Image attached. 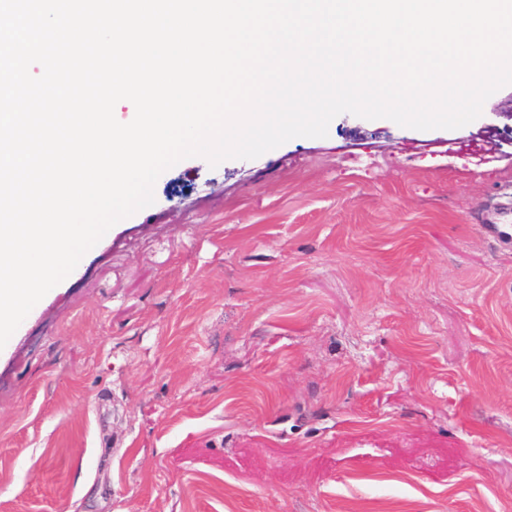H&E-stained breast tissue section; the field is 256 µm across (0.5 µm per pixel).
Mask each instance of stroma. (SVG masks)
<instances>
[{
	"label": "stroma",
	"mask_w": 512,
	"mask_h": 512,
	"mask_svg": "<svg viewBox=\"0 0 512 512\" xmlns=\"http://www.w3.org/2000/svg\"><path fill=\"white\" fill-rule=\"evenodd\" d=\"M154 196L0 349V512H512V85Z\"/></svg>",
	"instance_id": "1"
}]
</instances>
